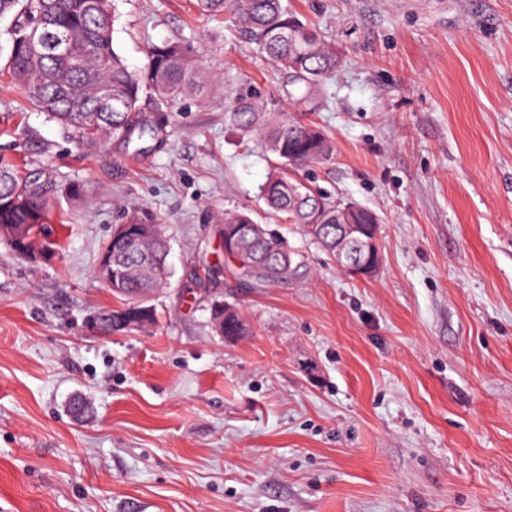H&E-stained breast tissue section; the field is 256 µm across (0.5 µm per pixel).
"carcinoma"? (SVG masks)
Wrapping results in <instances>:
<instances>
[{"mask_svg":"<svg viewBox=\"0 0 512 512\" xmlns=\"http://www.w3.org/2000/svg\"><path fill=\"white\" fill-rule=\"evenodd\" d=\"M203 16L231 10L235 20L262 49L287 71L291 82L308 91L321 86L340 65L318 33L297 18L283 0H196ZM14 15L8 30V70L27 101L66 125L74 144L94 149L109 137L130 140L152 137L153 127L142 122L141 93L152 91L168 105L199 80L182 47L173 42L148 46L147 62L129 70L114 50V15L110 0H0V19ZM230 125L262 139L275 157V171L260 187V199L276 221L303 227L310 240L331 258L340 233L336 209L327 197L302 181L296 171L329 159L332 144L317 129L294 119L274 120L258 96L236 98L227 107ZM50 215L44 184L23 177L15 166L0 163V224L31 225L43 234ZM252 253L260 262L257 281L277 284L291 277L301 262L279 229L253 239ZM168 243L160 228L143 240L131 232L118 256L122 270L116 294L147 296L161 286L157 271L166 268ZM224 319V338L245 331V320L229 305L211 307V320Z\"/></svg>","mask_w":512,"mask_h":512,"instance_id":"carcinoma-1","label":"carcinoma"}]
</instances>
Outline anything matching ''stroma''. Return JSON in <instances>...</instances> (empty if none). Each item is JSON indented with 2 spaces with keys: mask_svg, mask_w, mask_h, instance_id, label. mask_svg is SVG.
I'll use <instances>...</instances> for the list:
<instances>
[{
  "mask_svg": "<svg viewBox=\"0 0 512 512\" xmlns=\"http://www.w3.org/2000/svg\"><path fill=\"white\" fill-rule=\"evenodd\" d=\"M288 7L341 57L300 112L304 87L230 15L114 0L130 70L173 41L202 78L170 107L142 94L154 138L87 152L12 84L0 19V159L51 184L61 245L31 262L0 242V512H512V0ZM242 94L331 141L299 176L376 213L372 277L284 222L293 278L224 262L225 211L267 222L274 165L225 121ZM135 223L160 225L170 275L145 299L151 328L103 335L89 316L122 301L94 271L113 225ZM217 299L244 336L215 333ZM215 302H217L219 306H222V308L215 307V303L211 305L212 324L214 325V322L217 319L223 318L224 315V338L233 339L237 336H241L246 326L241 312L229 304H224L225 307L227 306L228 316H226V311L223 310V301L216 300Z\"/></svg>",
  "mask_w": 512,
  "mask_h": 512,
  "instance_id": "1",
  "label": "stroma"
}]
</instances>
